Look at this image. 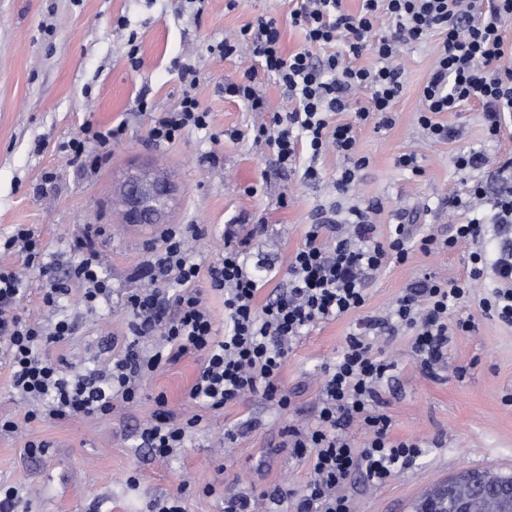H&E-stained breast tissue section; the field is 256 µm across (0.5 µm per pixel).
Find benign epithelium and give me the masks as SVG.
<instances>
[{
  "instance_id": "7a95c632",
  "label": "benign epithelium",
  "mask_w": 512,
  "mask_h": 512,
  "mask_svg": "<svg viewBox=\"0 0 512 512\" xmlns=\"http://www.w3.org/2000/svg\"><path fill=\"white\" fill-rule=\"evenodd\" d=\"M169 199L170 187L166 181L131 172L123 180L117 200V223L162 224ZM510 505L512 492H508L507 486L477 479L470 494L454 500L448 512H503Z\"/></svg>"
}]
</instances>
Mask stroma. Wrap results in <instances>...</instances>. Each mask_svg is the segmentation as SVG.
<instances>
[{
	"label": "stroma",
	"instance_id": "stroma-1",
	"mask_svg": "<svg viewBox=\"0 0 512 512\" xmlns=\"http://www.w3.org/2000/svg\"><path fill=\"white\" fill-rule=\"evenodd\" d=\"M295 0H238L234 10L224 0H0V238L17 225L38 235L58 276H65L73 259L71 246L88 228H101L94 243L104 260L112 296L92 316L79 322L67 342L50 345L73 375L90 372L104 337L116 344L128 340L131 313L126 294L137 283L132 272L159 245L162 225L146 228L116 221L113 202L127 172L164 176L173 187L167 222L194 224L204 236L194 240L196 259L212 262L224 247V227L244 229L263 224L266 232L251 247V259L261 270L284 271L289 257L305 241L317 208L338 200L334 180L343 158L330 153L315 162L320 181L301 174L309 163L300 154L295 168H282L273 151L254 142V128L269 123L272 113L288 107L283 88L259 73L268 109L250 111L226 99V84L240 81L252 66L250 57L224 59L210 46L262 14L278 17L282 46L303 47V32L291 26ZM128 30L117 27L118 18ZM136 33L143 64H128L127 38ZM438 36L405 48V82L394 109L392 128L373 125L357 131V148L369 160L359 173L357 194L376 200L373 221L379 236L390 225L413 217L420 234L447 236L464 222L450 197L465 195L470 179L452 164L455 153L476 149L496 158L512 153V126L488 140L478 106L440 114V121L460 132L445 142H431L417 117L420 95L436 59ZM194 52L200 70L196 95L210 112L209 132L186 130L180 139L157 145L148 138L150 117L140 112V97L156 110L175 108L183 85L179 67ZM128 124L125 141L96 166L69 162L61 149L87 121L107 127ZM242 138H230V131ZM220 143H213V136ZM217 164H208L211 151ZM416 154L422 175L401 170L395 158ZM53 173L45 181V173ZM256 194H247V187ZM470 246L423 254L413 251L406 263H390L367 278L363 309L312 328L293 346L278 385L290 395L291 406L279 409L262 394H247L237 405L205 413L198 429L173 457H155L140 444L138 431L151 420L154 398L165 394L175 416L193 409L188 392L201 364L196 354L164 366L143 383L136 404L116 402L111 416L36 420L23 423L28 409L10 386V373L0 364V417L20 423L16 433L0 436V485L17 487L22 497L16 512H151L155 501L181 482L195 483L187 492L185 512H224L226 498L239 494L261 497L264 512H291L312 473L308 457L284 444L289 425L312 422L324 380L323 368L341 353L345 340L362 316L389 310L406 286L432 274L448 280L464 275ZM44 279L26 274L20 307L37 322H54L58 314L74 313L81 304L79 290L60 302L58 312L43 304ZM473 316L475 331L455 335L448 349L443 377L424 375L411 350V333H385L378 349L395 368L381 385L391 436L413 439L422 456L379 487L352 479L348 493L356 512H412L413 504L433 487L460 471L477 468L512 474V327L482 314L478 299L456 310ZM241 426L234 442L225 430ZM42 441L45 455L28 457V442ZM213 484L206 495L201 485ZM288 491L289 501L273 500L275 489Z\"/></svg>",
	"mask_w": 512,
	"mask_h": 512
}]
</instances>
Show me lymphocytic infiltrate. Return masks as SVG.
<instances>
[{
	"label": "lymphocytic infiltrate",
	"instance_id": "obj_1",
	"mask_svg": "<svg viewBox=\"0 0 512 512\" xmlns=\"http://www.w3.org/2000/svg\"><path fill=\"white\" fill-rule=\"evenodd\" d=\"M512 18V0H361V9L350 13L344 0H301L290 12L292 26L303 30L305 48L284 52L280 26L262 16L239 28L234 37L216 46L229 58L247 52L264 72L274 74L284 88L289 109L274 114L270 125L259 126L255 139L270 146L281 167L293 165L299 149L312 159L305 179L319 180L314 162L327 153L344 159L336 185L347 194L368 160L360 156L356 131L366 123L386 129L396 122L393 106L404 85L398 62L403 47L439 36L440 50L421 92L418 123L427 137L447 142L456 131L439 122L438 114L455 112L470 103L483 111L484 128L496 137L512 120V49L502 36L506 19ZM387 29L375 34L379 20ZM330 47V54L315 58L316 47ZM370 64H363V57ZM184 85L178 107L150 112L149 139L171 143L188 129H205L210 114L195 94L200 82L196 65L181 67ZM366 100L355 103V91ZM345 121H338V114ZM126 134L125 122L102 128L87 122L63 144L71 159L86 157L89 147L110 154ZM490 203L491 219L478 209ZM450 205L468 212L466 222L453 225L447 237L423 236L419 248L429 254L472 246L464 277L440 280L424 275L409 284L386 315H367L349 334L340 357L325 368L316 419L305 427L288 429V444L308 450L312 478L294 503L293 512H353L345 486L359 475L370 486L386 484L422 453L420 442L395 440L391 419L383 410L379 390L393 364L374 349L373 337L401 326L411 330V348L423 373L436 376L448 358L450 336L473 330L472 319L455 318L456 309L473 295L482 281H490L481 298L484 315L512 324V242L494 250L483 248L486 223L512 224V190L489 195L484 181L472 182L468 198L453 197ZM377 203L343 206L333 203L319 210L303 246L292 255L278 289L265 304H257L260 281L249 262L256 231L224 233V249L208 266H201L189 246L199 237V227L175 225L161 235V246L134 271L143 286L129 294L125 305L132 314L128 333L132 340L109 363L84 377H73L64 362L45 348L66 341L76 331L70 317L42 325L23 316L20 299L23 279L0 267V359L10 371L13 389L29 408L24 418L55 420L111 415L114 399L136 402L142 382L162 366L178 362L189 353L203 361L189 391L198 413L174 419L165 394L154 398L151 421L139 430L144 447L166 458L182 448L202 419L203 411H218L238 403L247 393L276 397L280 408L290 400L278 391L282 367L294 342L316 324L332 321L364 306L366 276L388 263L409 257L411 227L390 225L378 237L370 220ZM78 257L66 278L59 279L44 260V251L32 228L17 227L0 243L5 253H20L24 263L38 269L45 279L43 303L52 307L73 287H81L86 311L109 299L112 285L103 273V261L92 237L73 244ZM207 279L211 290L224 297V325L216 327L210 309L196 284ZM364 436L355 445L349 427Z\"/></svg>",
	"mask_w": 512,
	"mask_h": 512
}]
</instances>
